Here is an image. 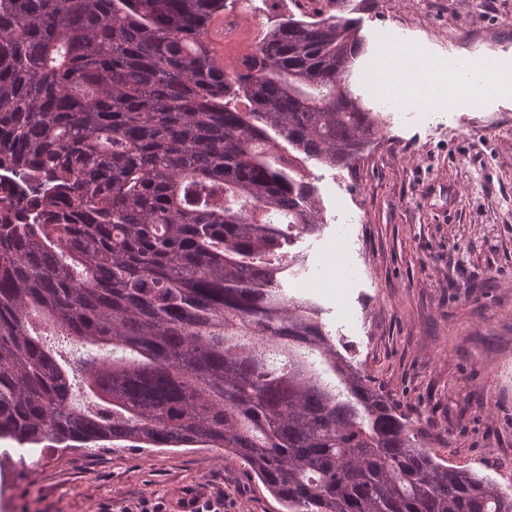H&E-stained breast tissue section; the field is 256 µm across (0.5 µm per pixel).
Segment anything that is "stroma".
<instances>
[{
  "label": "stroma",
  "instance_id": "obj_1",
  "mask_svg": "<svg viewBox=\"0 0 512 512\" xmlns=\"http://www.w3.org/2000/svg\"><path fill=\"white\" fill-rule=\"evenodd\" d=\"M356 21L366 50L349 88L382 138L349 168L302 170L319 233L294 236L310 299L337 349L429 435L440 462L512 493V94L448 111L375 91L385 53L416 47L436 71L495 58L512 74V0H320ZM358 241V249L346 246ZM339 285L315 287L337 268ZM281 512L214 448H21L0 441V512Z\"/></svg>",
  "mask_w": 512,
  "mask_h": 512
}]
</instances>
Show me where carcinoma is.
Returning <instances> with one entry per match:
<instances>
[{
	"mask_svg": "<svg viewBox=\"0 0 512 512\" xmlns=\"http://www.w3.org/2000/svg\"><path fill=\"white\" fill-rule=\"evenodd\" d=\"M240 2L0 0V440L218 448L284 512H512L285 295L321 224L297 162L348 167L382 122L346 17L279 15L224 72ZM224 21V66L228 70L233 67H240L250 54L254 41L246 34L248 27L242 26L239 15L235 13H225L217 22ZM230 46V50L226 47Z\"/></svg>",
	"mask_w": 512,
	"mask_h": 512,
	"instance_id": "cac0c4a2",
	"label": "carcinoma"
}]
</instances>
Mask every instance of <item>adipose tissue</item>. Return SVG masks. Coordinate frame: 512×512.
Wrapping results in <instances>:
<instances>
[{"label": "adipose tissue", "instance_id": "ef3b65f1", "mask_svg": "<svg viewBox=\"0 0 512 512\" xmlns=\"http://www.w3.org/2000/svg\"><path fill=\"white\" fill-rule=\"evenodd\" d=\"M407 90L410 100L438 106L448 110H460L468 106L469 88L463 82L433 74L419 49H407L392 84L382 85V93L393 88Z\"/></svg>", "mask_w": 512, "mask_h": 512}]
</instances>
